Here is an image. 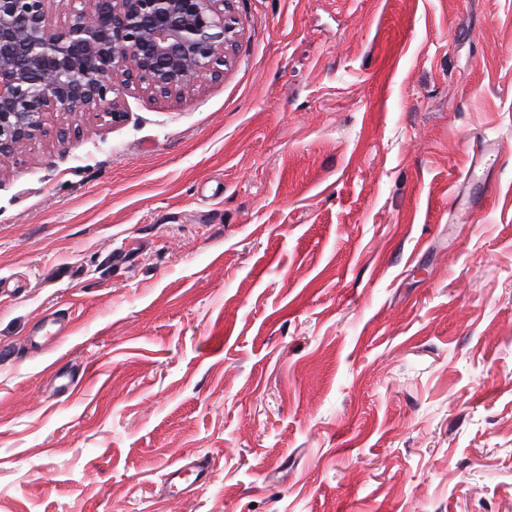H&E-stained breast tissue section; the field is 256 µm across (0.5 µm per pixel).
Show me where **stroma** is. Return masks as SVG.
Here are the masks:
<instances>
[{
    "instance_id": "obj_1",
    "label": "stroma",
    "mask_w": 512,
    "mask_h": 512,
    "mask_svg": "<svg viewBox=\"0 0 512 512\" xmlns=\"http://www.w3.org/2000/svg\"><path fill=\"white\" fill-rule=\"evenodd\" d=\"M233 17L0 171V512H512V0Z\"/></svg>"
}]
</instances>
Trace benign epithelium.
<instances>
[{
  "label": "benign epithelium",
  "instance_id": "1",
  "mask_svg": "<svg viewBox=\"0 0 512 512\" xmlns=\"http://www.w3.org/2000/svg\"><path fill=\"white\" fill-rule=\"evenodd\" d=\"M53 0H0V166L54 112L123 120L119 88L180 97L220 77L233 0H85L60 30Z\"/></svg>",
  "mask_w": 512,
  "mask_h": 512
}]
</instances>
